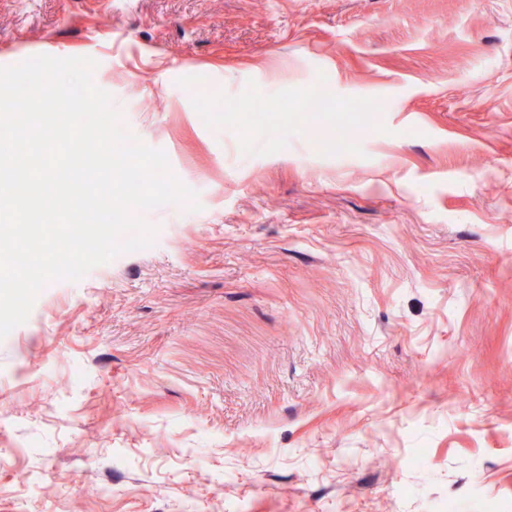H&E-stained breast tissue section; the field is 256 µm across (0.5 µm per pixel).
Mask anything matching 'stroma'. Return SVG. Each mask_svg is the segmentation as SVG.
I'll return each mask as SVG.
<instances>
[{
  "mask_svg": "<svg viewBox=\"0 0 512 512\" xmlns=\"http://www.w3.org/2000/svg\"><path fill=\"white\" fill-rule=\"evenodd\" d=\"M37 55L201 208L0 340V512H512V0H0Z\"/></svg>",
  "mask_w": 512,
  "mask_h": 512,
  "instance_id": "obj_1",
  "label": "stroma"
}]
</instances>
